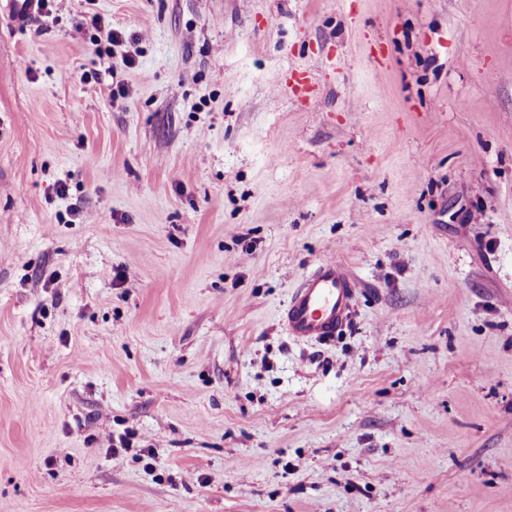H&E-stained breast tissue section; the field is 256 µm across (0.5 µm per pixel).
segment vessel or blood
<instances>
[{"label": "vessel or blood", "instance_id": "b4317fda", "mask_svg": "<svg viewBox=\"0 0 512 512\" xmlns=\"http://www.w3.org/2000/svg\"><path fill=\"white\" fill-rule=\"evenodd\" d=\"M13 22L25 25L41 10L40 0H7ZM357 283L343 264L321 263L294 288L280 318L288 334L301 341H329L349 320Z\"/></svg>", "mask_w": 512, "mask_h": 512}]
</instances>
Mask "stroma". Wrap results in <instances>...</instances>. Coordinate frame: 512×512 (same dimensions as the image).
I'll list each match as a JSON object with an SVG mask.
<instances>
[{
	"label": "stroma",
	"mask_w": 512,
	"mask_h": 512,
	"mask_svg": "<svg viewBox=\"0 0 512 512\" xmlns=\"http://www.w3.org/2000/svg\"><path fill=\"white\" fill-rule=\"evenodd\" d=\"M0 512H512V0L0 9ZM5 9L15 24L27 25L41 11V4L40 0H8ZM356 292V280L343 264L323 262L294 288L281 321L294 339L332 340L351 317Z\"/></svg>",
	"instance_id": "1"
}]
</instances>
